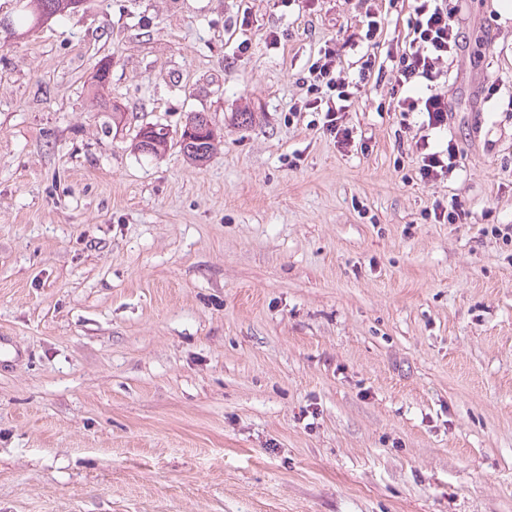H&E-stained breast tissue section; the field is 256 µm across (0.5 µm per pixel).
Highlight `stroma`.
Returning a JSON list of instances; mask_svg holds the SVG:
<instances>
[{"label":"stroma","instance_id":"35a3bbf8","mask_svg":"<svg viewBox=\"0 0 512 512\" xmlns=\"http://www.w3.org/2000/svg\"><path fill=\"white\" fill-rule=\"evenodd\" d=\"M502 3L458 2L429 185L390 69L351 147L288 112L325 40L385 61L350 0H88L0 48V512H512ZM198 112L206 164L135 150ZM150 124L141 127L135 136V148L142 154L157 156L164 152L173 137L166 125L161 123L151 124L152 128H147ZM429 139V134H424L415 140L419 152L416 179L425 185L447 179L456 169L453 143L448 141L445 146L431 148ZM434 219L439 224H464L469 216V212L465 209L461 201L451 199L446 204L442 201H435L433 205Z\"/></svg>","mask_w":512,"mask_h":512}]
</instances>
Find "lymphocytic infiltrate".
I'll list each match as a JSON object with an SVG mask.
<instances>
[{
  "label": "lymphocytic infiltrate",
  "mask_w": 512,
  "mask_h": 512,
  "mask_svg": "<svg viewBox=\"0 0 512 512\" xmlns=\"http://www.w3.org/2000/svg\"><path fill=\"white\" fill-rule=\"evenodd\" d=\"M409 17L405 28H394L387 59L394 81L401 91L392 106L398 113L401 133L412 134L421 129L415 142L419 153L416 177L430 184L447 179L456 168L453 143L431 147L428 134L448 126V94L440 88L441 62L458 53L463 42V19L459 10L449 8L448 0H407ZM341 50L334 40H325L317 51L306 76L301 79L304 94L291 107L292 112H312L323 134L337 145L351 144L352 131L344 116L361 82L373 72L371 59H363L358 81L344 77L340 68ZM420 123H412V116Z\"/></svg>",
  "instance_id": "1"
}]
</instances>
